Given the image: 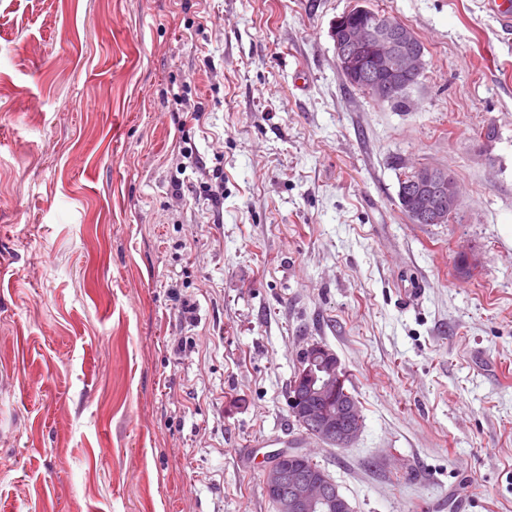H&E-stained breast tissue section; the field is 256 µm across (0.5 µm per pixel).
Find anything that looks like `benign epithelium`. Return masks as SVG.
I'll use <instances>...</instances> for the list:
<instances>
[{
	"label": "benign epithelium",
	"instance_id": "7a95c632",
	"mask_svg": "<svg viewBox=\"0 0 512 512\" xmlns=\"http://www.w3.org/2000/svg\"><path fill=\"white\" fill-rule=\"evenodd\" d=\"M330 36L338 70L379 100L405 95L412 80L424 72L423 47L414 31L387 13L371 11L364 0L336 17ZM399 197L412 199L411 223L446 224L457 210L459 189L448 170L419 166L401 175ZM304 353L290 397L296 419L321 442L347 447L361 430L362 415L354 397L340 395L345 370L325 345L313 343ZM263 484L277 512H351L327 473L306 466L293 453L278 456L265 470Z\"/></svg>",
	"mask_w": 512,
	"mask_h": 512
}]
</instances>
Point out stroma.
I'll return each instance as SVG.
<instances>
[{"label":"stroma","instance_id":"35a3bbf8","mask_svg":"<svg viewBox=\"0 0 512 512\" xmlns=\"http://www.w3.org/2000/svg\"><path fill=\"white\" fill-rule=\"evenodd\" d=\"M369 3L424 47L405 106L336 67L354 0H0V512H275L288 448L353 512H512V32ZM313 343L351 446L289 418ZM399 197L403 213L412 224H446L459 204V189L455 177L448 169L419 166L402 174ZM412 199L406 209L403 201Z\"/></svg>","mask_w":512,"mask_h":512}]
</instances>
